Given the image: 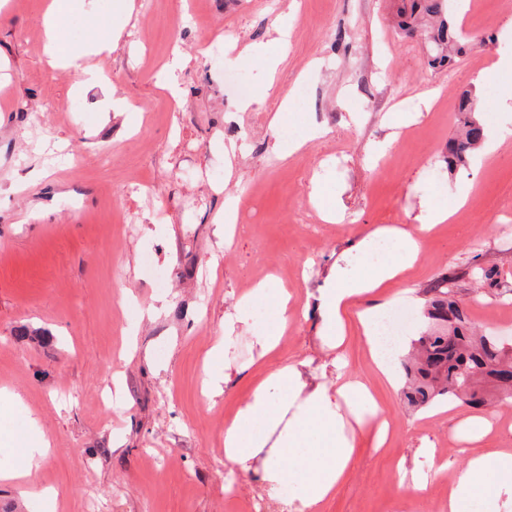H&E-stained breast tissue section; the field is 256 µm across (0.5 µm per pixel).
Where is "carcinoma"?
Masks as SVG:
<instances>
[{
    "instance_id": "cac0c4a2",
    "label": "carcinoma",
    "mask_w": 512,
    "mask_h": 512,
    "mask_svg": "<svg viewBox=\"0 0 512 512\" xmlns=\"http://www.w3.org/2000/svg\"><path fill=\"white\" fill-rule=\"evenodd\" d=\"M398 26L406 34L421 28L427 39L428 65L453 67L466 52V41L448 0H403ZM479 102L470 93L460 96L457 136L448 141L442 162L450 172L464 166L482 145L485 130L478 118ZM470 275L491 287L499 286L498 272L475 265ZM450 272L425 290L430 295L426 317L434 327L414 341V352L406 354L402 366L406 377L405 397L416 407L441 401L468 399L474 406L485 404L482 385L490 384L512 398V351L495 338L472 327L455 298Z\"/></svg>"
}]
</instances>
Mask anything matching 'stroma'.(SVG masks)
I'll list each match as a JSON object with an SVG mask.
<instances>
[{
  "mask_svg": "<svg viewBox=\"0 0 512 512\" xmlns=\"http://www.w3.org/2000/svg\"><path fill=\"white\" fill-rule=\"evenodd\" d=\"M47 2L0 9V391L19 397L0 423V470L19 465L12 449L34 433L50 445L25 478L0 480V512H35L47 489L55 512H235L225 423L282 361L307 359L310 377L333 386L338 356L379 409L364 412L347 475L320 512H448L470 453L512 451V402L488 390L499 418L472 442L460 425L471 405L415 408L378 379L357 312L340 348L323 342L316 316L296 317L261 360L251 333L225 337L224 319L244 282L269 280L303 302L333 268L357 269L355 246L374 228L426 223L429 202L464 189L466 204L428 233L415 267L361 306L404 304L409 349L425 329L426 288L455 271L472 325L512 344V311L469 275L478 263L512 283V138L466 169L429 174L455 133L461 93L479 101L489 139L512 131V73L490 70L512 54V8L470 0L457 14L469 48L447 72L398 28L401 0H136L118 46L93 60L128 102L115 116L102 112L100 91L48 64ZM113 2L74 9L66 43L105 34ZM277 18L291 42L276 75L263 58L228 53L233 42L265 44ZM175 48L189 59L177 99L158 84ZM238 74L253 89L273 82L263 105L240 111ZM285 98L284 126L301 146L278 156L271 119ZM313 127L319 139H307ZM386 140L391 150L373 162ZM317 188L340 223H323ZM228 198L241 207L230 245L217 231ZM151 305L160 317L139 319ZM227 363L233 375L211 396L206 381ZM428 444L446 468L420 493L398 469Z\"/></svg>",
  "mask_w": 512,
  "mask_h": 512,
  "instance_id": "stroma-1",
  "label": "stroma"
}]
</instances>
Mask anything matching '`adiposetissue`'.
I'll use <instances>...</instances> for the list:
<instances>
[{
    "mask_svg": "<svg viewBox=\"0 0 512 512\" xmlns=\"http://www.w3.org/2000/svg\"><path fill=\"white\" fill-rule=\"evenodd\" d=\"M73 0H52L43 18L45 49L53 66L96 83L89 64L92 57L112 51L132 17V0H121L112 21V39L76 50L62 39L58 18ZM453 208H432L428 224L415 227L390 224L376 228L357 245L359 272L335 270L325 288L319 289L312 306L296 308L288 293L257 283L237 302L227 323L228 331H251L255 308L268 314L262 334L255 336L258 358L276 350L289 319L316 312L321 333L330 348L343 342L346 318L365 296L402 277L423 250L429 225L440 224ZM304 361L291 360L268 373L224 427V456L239 469L257 470L259 486L268 491L292 489L294 498L282 507L298 512H319L346 476L355 448V432L342 407L377 410L370 386L348 378L336 388L309 386ZM512 490V453L476 452L457 474L448 496V512H500L503 491Z\"/></svg>",
    "mask_w": 512,
    "mask_h": 512,
    "instance_id": "1",
    "label": "adipose tissue"
}]
</instances>
